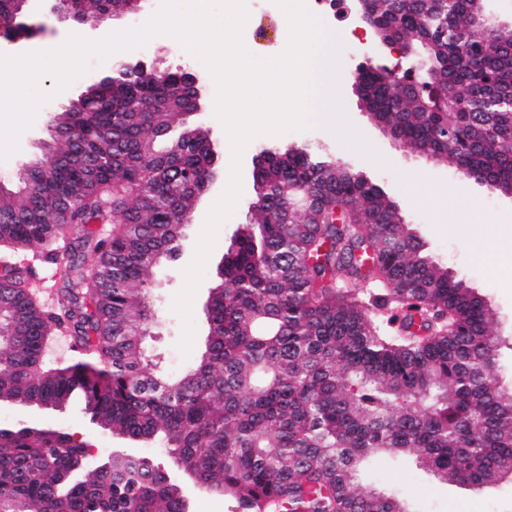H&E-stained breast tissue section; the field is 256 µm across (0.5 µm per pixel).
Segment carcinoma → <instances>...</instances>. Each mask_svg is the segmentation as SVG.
Masks as SVG:
<instances>
[{
	"label": "carcinoma",
	"instance_id": "1",
	"mask_svg": "<svg viewBox=\"0 0 512 512\" xmlns=\"http://www.w3.org/2000/svg\"><path fill=\"white\" fill-rule=\"evenodd\" d=\"M488 0H371L375 29L421 62L427 92L369 66L359 93L405 148L480 173L512 194V28L484 25ZM125 0H74L94 19ZM179 72L123 89L91 84L72 133L50 159L0 186V252L46 247L66 259L57 307L23 270L0 275V403L84 404L89 421L131 441L164 443L173 470L112 453L85 471L86 442L23 422L0 427V502L26 512H186L183 479L227 512H414L407 498L360 488L380 457L472 492L512 478V389L496 369L512 343L475 289L455 278L356 169L308 146H267L264 192L231 236L209 289L198 361L176 377L145 353L155 322L142 293L173 255L216 174L209 131L173 137ZM163 100L143 129L135 104ZM117 231L93 238L92 222ZM72 226L82 245L51 248ZM67 333L70 355L45 356Z\"/></svg>",
	"mask_w": 512,
	"mask_h": 512
}]
</instances>
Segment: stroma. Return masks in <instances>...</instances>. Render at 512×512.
Here are the masks:
<instances>
[{"instance_id": "1", "label": "stroma", "mask_w": 512, "mask_h": 512, "mask_svg": "<svg viewBox=\"0 0 512 512\" xmlns=\"http://www.w3.org/2000/svg\"><path fill=\"white\" fill-rule=\"evenodd\" d=\"M250 13L244 30V42L255 56L267 58L281 53L286 42L282 36L286 17L273 0H246ZM29 13L34 27L39 28V43L48 47L60 44L72 33L85 34L87 28L72 20H61L49 10L47 0H31ZM317 16L335 31L340 44V94L350 122L371 142L383 156L384 165H376L345 147L326 127L316 126L305 132H288L275 137L280 148L308 145L315 151L346 165L362 170L366 177L380 186L399 207L406 224L426 244L429 253L447 265L449 271L483 294L496 312V327L500 335L512 336V268H493L488 258L492 254H507L512 249V197L496 193L460 177L452 164L435 162L410 152L394 143L390 137L359 106L352 87L356 66L374 43L373 31L358 22L352 14L330 15L317 9ZM127 60H141L160 71L179 68H200L198 59L180 46L146 44L126 54ZM112 60L91 58L87 72L65 91L38 111L33 125L19 138V150L0 162V186L10 188L18 182L21 169L41 155V144L63 102L77 98L92 82L110 75ZM261 145L253 140L242 158L243 194L234 215L221 226L217 244L207 262V278L201 283L194 303L193 319L197 335H204L206 319L204 305L212 284L211 272L224 255V246L237 228L250 218L249 205L254 199L252 159ZM226 175H218L207 191L197 200L192 216L183 228L176 253L160 267L148 294L156 311V322L147 343L150 356L159 361L162 369L179 373L193 365L194 360L183 357L177 347L182 332V320L172 309L173 299L182 288V274L191 261L199 232L206 214L224 190ZM467 190L478 202V209L469 223L456 218L442 220L436 210L440 191ZM12 265L33 268L37 294L47 308H54L62 285L63 263L45 261L41 249L34 248L16 254ZM43 426L62 429L87 439L95 458L107 457L112 452L125 450L154 459L163 466L171 460L156 443H136L93 427L84 417L79 404L57 410H40ZM364 486L381 491L400 492L414 502L420 512H512V485L503 484L492 489L486 497L471 495L467 490L441 484L410 463L385 461L373 463L362 479Z\"/></svg>"}]
</instances>
